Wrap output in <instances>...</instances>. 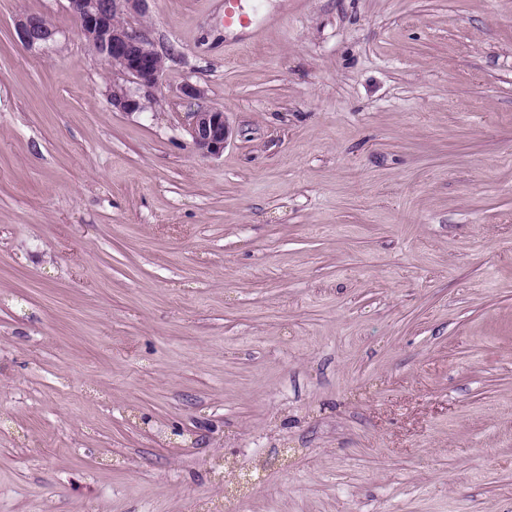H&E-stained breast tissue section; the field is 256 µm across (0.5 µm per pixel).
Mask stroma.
I'll use <instances>...</instances> for the list:
<instances>
[{
    "label": "stroma",
    "mask_w": 512,
    "mask_h": 512,
    "mask_svg": "<svg viewBox=\"0 0 512 512\" xmlns=\"http://www.w3.org/2000/svg\"><path fill=\"white\" fill-rule=\"evenodd\" d=\"M244 7L0 0V512H512V0ZM150 0H66L67 10L91 51L112 70L107 103L132 115L157 103L165 68L160 54L129 17H143ZM15 32L21 45L30 51L43 50L56 42L60 33L38 14L23 13L15 19ZM182 93L198 101L195 112H188L189 134L194 149L205 158L220 157L233 135L226 113L205 103L206 92L202 87L186 84Z\"/></svg>",
    "instance_id": "1"
}]
</instances>
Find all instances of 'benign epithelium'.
Returning a JSON list of instances; mask_svg holds the SVG:
<instances>
[{"instance_id":"obj_1","label":"benign epithelium","mask_w":512,"mask_h":512,"mask_svg":"<svg viewBox=\"0 0 512 512\" xmlns=\"http://www.w3.org/2000/svg\"><path fill=\"white\" fill-rule=\"evenodd\" d=\"M67 10L91 51L112 70L107 103L114 111L132 115L157 103L165 68L160 54L140 30L129 26L130 17H143L149 0H66ZM15 32L21 45L43 50L56 42L59 30L38 14L23 13L15 19ZM182 93L197 101L188 113L189 134L198 154L217 158L233 135L224 110L205 103L204 88L187 84Z\"/></svg>"}]
</instances>
